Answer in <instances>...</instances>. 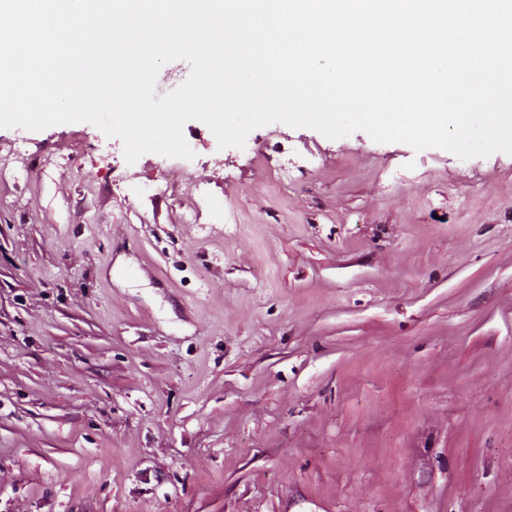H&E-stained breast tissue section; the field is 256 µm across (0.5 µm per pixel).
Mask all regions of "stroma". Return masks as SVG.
<instances>
[{
	"instance_id": "35a3bbf8",
	"label": "stroma",
	"mask_w": 512,
	"mask_h": 512,
	"mask_svg": "<svg viewBox=\"0 0 512 512\" xmlns=\"http://www.w3.org/2000/svg\"><path fill=\"white\" fill-rule=\"evenodd\" d=\"M184 136L0 128V512H512V155Z\"/></svg>"
}]
</instances>
